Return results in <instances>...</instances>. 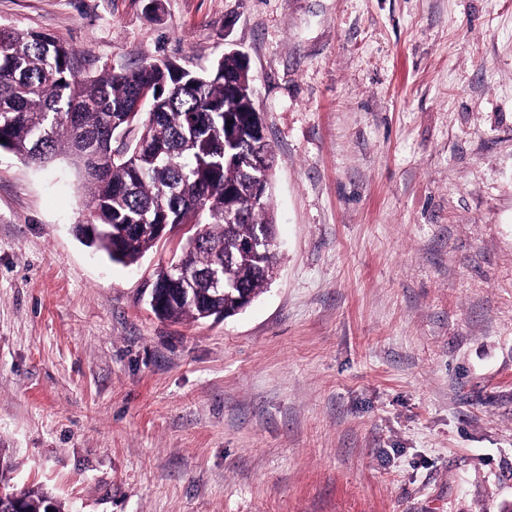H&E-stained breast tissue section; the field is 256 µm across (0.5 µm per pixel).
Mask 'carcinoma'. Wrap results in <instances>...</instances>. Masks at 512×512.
I'll list each match as a JSON object with an SVG mask.
<instances>
[{
  "label": "carcinoma",
  "instance_id": "1",
  "mask_svg": "<svg viewBox=\"0 0 512 512\" xmlns=\"http://www.w3.org/2000/svg\"><path fill=\"white\" fill-rule=\"evenodd\" d=\"M135 139L112 149V128ZM270 145L250 90L248 68L232 53L204 74L170 60L82 77L76 52L55 37L0 27V149L34 164L66 154L84 171L83 192L97 236L89 244L130 265L158 238L154 225L193 224L201 235L185 243L186 273L158 271L159 288H191L172 297L157 316L200 321L205 312L238 307L241 292L256 296L276 264L275 224L268 185L255 189L249 158ZM243 199L231 221L230 201ZM262 242L242 253L241 241ZM224 264V296L200 288L196 276ZM12 456L0 448V491L21 495L26 512H65L44 488L9 489Z\"/></svg>",
  "mask_w": 512,
  "mask_h": 512
}]
</instances>
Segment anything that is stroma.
I'll list each match as a JSON object with an SVG mask.
<instances>
[{
  "label": "stroma",
  "instance_id": "35a3bbf8",
  "mask_svg": "<svg viewBox=\"0 0 512 512\" xmlns=\"http://www.w3.org/2000/svg\"><path fill=\"white\" fill-rule=\"evenodd\" d=\"M82 75L248 62L278 271L160 319L0 150V448L68 512H512V0H0Z\"/></svg>",
  "mask_w": 512,
  "mask_h": 512
}]
</instances>
